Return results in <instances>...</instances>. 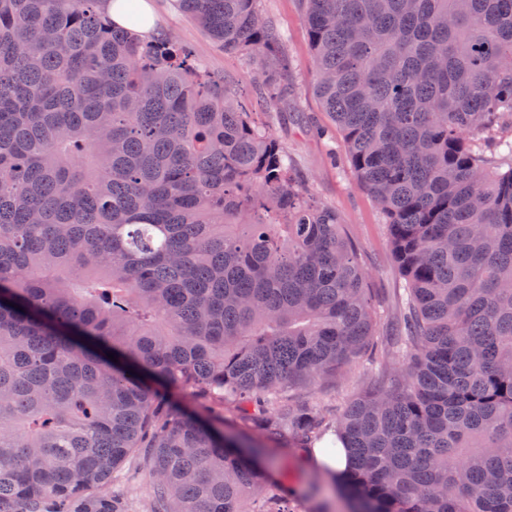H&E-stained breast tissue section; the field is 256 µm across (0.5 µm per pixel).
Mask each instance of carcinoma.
Segmentation results:
<instances>
[{"instance_id": "carcinoma-1", "label": "carcinoma", "mask_w": 512, "mask_h": 512, "mask_svg": "<svg viewBox=\"0 0 512 512\" xmlns=\"http://www.w3.org/2000/svg\"><path fill=\"white\" fill-rule=\"evenodd\" d=\"M100 2L0 0V512H125L106 487L141 448L154 512H287L262 448L166 394L213 413L336 372L372 336L365 268L224 81ZM300 2L406 369L264 435L334 429L349 512H512V140L495 166L469 140L512 128V0ZM179 6L277 74L260 0Z\"/></svg>"}]
</instances>
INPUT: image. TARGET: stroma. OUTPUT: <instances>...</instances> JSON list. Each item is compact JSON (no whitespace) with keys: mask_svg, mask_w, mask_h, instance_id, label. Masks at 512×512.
<instances>
[{"mask_svg":"<svg viewBox=\"0 0 512 512\" xmlns=\"http://www.w3.org/2000/svg\"><path fill=\"white\" fill-rule=\"evenodd\" d=\"M160 31L185 46L201 71L223 77L250 112L255 127L272 134L288 155L293 176L305 183L314 199L333 208L342 228L359 252L368 272L367 286L376 312L370 350L335 376L295 384L285 395L299 404L317 407L336 418L353 399L366 394L376 364L386 361L390 338L401 319L397 296L400 283L385 220L350 167L347 148L336 124L314 91L316 71L309 32L299 0H261L267 19L286 37L285 63L276 91L259 83L252 60L224 52L180 10L177 0H154ZM224 430L261 444L277 459L273 475L287 481L295 494L290 512H346L325 472L309 465L306 451L287 441H267L257 423L241 420L233 407L224 409ZM127 512H154L147 460L135 452L112 483Z\"/></svg>","mask_w":512,"mask_h":512,"instance_id":"1","label":"stroma"}]
</instances>
